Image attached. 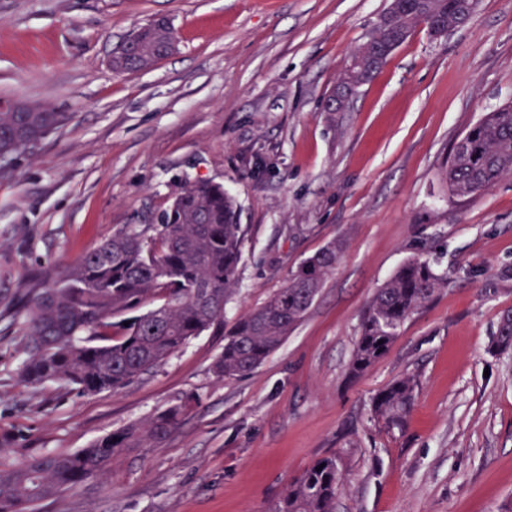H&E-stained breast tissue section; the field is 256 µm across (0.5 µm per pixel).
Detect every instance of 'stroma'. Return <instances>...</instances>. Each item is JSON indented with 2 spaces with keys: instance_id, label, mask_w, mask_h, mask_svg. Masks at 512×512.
<instances>
[{
  "instance_id": "1",
  "label": "stroma",
  "mask_w": 512,
  "mask_h": 512,
  "mask_svg": "<svg viewBox=\"0 0 512 512\" xmlns=\"http://www.w3.org/2000/svg\"><path fill=\"white\" fill-rule=\"evenodd\" d=\"M389 0H0V101L67 115L0 179V468L74 452L192 400L161 444L43 501L40 512H265L317 459L343 475L336 512H502L512 505V176L454 199L456 142L512 103V0H479L441 38L418 27L344 111L327 97ZM168 19L153 68L113 47ZM198 178L223 183L246 230L225 325L325 244H344L302 321L252 372L217 380L224 333L195 337L124 388L21 382L22 302L118 229L147 230ZM448 285L352 377L360 318L408 257ZM418 382L403 424L374 419L394 379Z\"/></svg>"
}]
</instances>
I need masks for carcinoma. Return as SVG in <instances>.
Segmentation results:
<instances>
[{
  "label": "carcinoma",
  "instance_id": "1",
  "mask_svg": "<svg viewBox=\"0 0 512 512\" xmlns=\"http://www.w3.org/2000/svg\"><path fill=\"white\" fill-rule=\"evenodd\" d=\"M471 0H426L420 6L386 8L391 28L378 29L352 58L358 68L344 70L328 99L356 90L376 73V49L403 44L421 24L455 29L467 23ZM176 32L150 21L119 52L112 68L137 72L166 57ZM65 114L36 103L25 112L0 110V171L13 172L21 156L64 124ZM512 174V103L487 113L455 145L441 179L453 197H470ZM245 229L235 199L210 180L187 183L162 213L153 234L122 228L85 254L65 275L31 290L22 331V381L64 383L86 395L117 391L214 328L224 327V305L237 286ZM343 243L336 239L302 261L283 288L239 318L224 336L213 364L215 376L232 379L259 367L283 343L312 305L326 277L336 271ZM448 278L421 256L407 259L378 288L360 321L350 365L356 377L381 360L398 330L428 303ZM163 303L135 314L150 298ZM496 347H512V311L500 316ZM417 383L398 379L372 399L376 419L400 426L409 413ZM187 410L182 404L143 424H130L74 453H43L0 469V512H35L42 501L87 479L103 476L133 448L162 443ZM321 470H316V467ZM342 473L336 457L313 463L268 512H336Z\"/></svg>",
  "mask_w": 512,
  "mask_h": 512
}]
</instances>
